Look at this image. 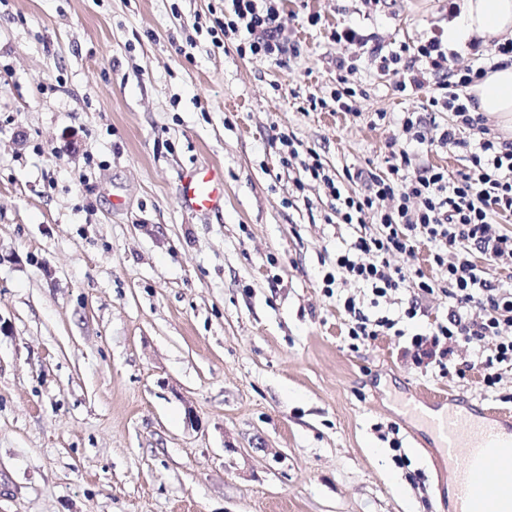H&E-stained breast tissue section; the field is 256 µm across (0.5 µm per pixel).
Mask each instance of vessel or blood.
Segmentation results:
<instances>
[{
	"mask_svg": "<svg viewBox=\"0 0 512 512\" xmlns=\"http://www.w3.org/2000/svg\"><path fill=\"white\" fill-rule=\"evenodd\" d=\"M178 193L185 209L213 213L224 207V175L211 164L187 171ZM409 416L425 419L441 441L455 477V512H512V421L472 408H449L434 416L406 406ZM496 464L497 481L485 478Z\"/></svg>",
	"mask_w": 512,
	"mask_h": 512,
	"instance_id": "vessel-or-blood-1",
	"label": "vessel or blood"
}]
</instances>
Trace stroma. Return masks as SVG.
<instances>
[{"instance_id":"stroma-1","label":"stroma","mask_w":512,"mask_h":512,"mask_svg":"<svg viewBox=\"0 0 512 512\" xmlns=\"http://www.w3.org/2000/svg\"><path fill=\"white\" fill-rule=\"evenodd\" d=\"M230 9L0 0V512H451L443 450L404 404L512 412L510 368L490 391L409 368L405 337L352 348L345 298L398 308L341 276L324 291L361 228L296 191L276 138L333 176L385 171L436 85L400 96L402 69L330 33L390 50L446 30V0H281L283 64L224 50ZM341 78L354 114L313 108ZM202 162L223 212L179 200Z\"/></svg>"}]
</instances>
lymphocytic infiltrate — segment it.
Here are the masks:
<instances>
[{
    "mask_svg": "<svg viewBox=\"0 0 512 512\" xmlns=\"http://www.w3.org/2000/svg\"><path fill=\"white\" fill-rule=\"evenodd\" d=\"M231 2L232 13L220 28L240 35L237 54L282 60L288 49L279 38L275 0ZM331 37L339 44L369 46L380 69L403 65L407 79L399 92L420 91L427 76H434L438 92L429 98V111L405 112L402 134L407 142L422 146L428 144L430 130L438 129L440 144L465 150L468 165L452 177L444 168L418 162L402 149L391 153L386 173L359 169L342 181L327 173L318 153H311L304 169L335 200L342 223L378 227L377 232L357 236L337 254V271L325 275L324 286L332 288L342 273L366 285L374 296L407 295L402 318L412 320L422 311L421 297L446 283L448 313L427 333L411 336V361L418 367L438 364L445 374L457 348L464 345L474 352L466 369H480L483 385L495 387L502 367L512 366V336L501 333L502 324L512 323V285L485 278L473 255L478 252L490 261L512 262V233L495 227L496 216L512 215V141L490 137L484 116L471 112L474 99L466 93L488 68H451L448 44L436 32L389 52L348 25L336 27ZM442 112L452 113L453 119L441 126L436 116ZM349 181L364 182V192L347 190ZM418 241L428 247L437 277L426 276L418 267H391V254L413 252ZM343 307L349 316L348 336L359 343L389 335L397 325V320L386 316L370 319L355 299H346Z\"/></svg>",
    "mask_w": 512,
    "mask_h": 512,
    "instance_id": "lymphocytic-infiltrate-1",
    "label": "lymphocytic infiltrate"
}]
</instances>
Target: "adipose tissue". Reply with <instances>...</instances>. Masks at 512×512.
<instances>
[{"label": "adipose tissue", "instance_id": "obj_1", "mask_svg": "<svg viewBox=\"0 0 512 512\" xmlns=\"http://www.w3.org/2000/svg\"><path fill=\"white\" fill-rule=\"evenodd\" d=\"M512 38V0H461L457 15L448 23L444 38L449 47L474 39ZM475 112L496 117L512 129V61L500 58L496 69L471 86Z\"/></svg>", "mask_w": 512, "mask_h": 512}]
</instances>
